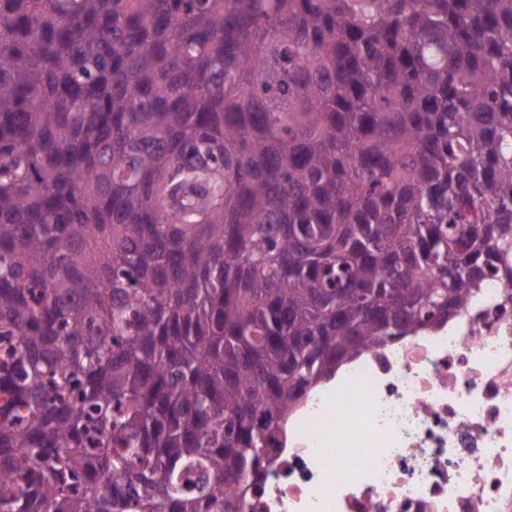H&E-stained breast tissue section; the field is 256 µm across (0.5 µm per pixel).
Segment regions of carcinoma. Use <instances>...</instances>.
<instances>
[{"label": "carcinoma", "instance_id": "carcinoma-1", "mask_svg": "<svg viewBox=\"0 0 512 512\" xmlns=\"http://www.w3.org/2000/svg\"><path fill=\"white\" fill-rule=\"evenodd\" d=\"M508 256L512 0H0V512H248Z\"/></svg>", "mask_w": 512, "mask_h": 512}]
</instances>
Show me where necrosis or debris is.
Masks as SVG:
<instances>
[{"label":"necrosis or debris","instance_id":"1","mask_svg":"<svg viewBox=\"0 0 512 512\" xmlns=\"http://www.w3.org/2000/svg\"><path fill=\"white\" fill-rule=\"evenodd\" d=\"M269 456L254 512H512V290L487 277L447 323L365 346Z\"/></svg>","mask_w":512,"mask_h":512}]
</instances>
